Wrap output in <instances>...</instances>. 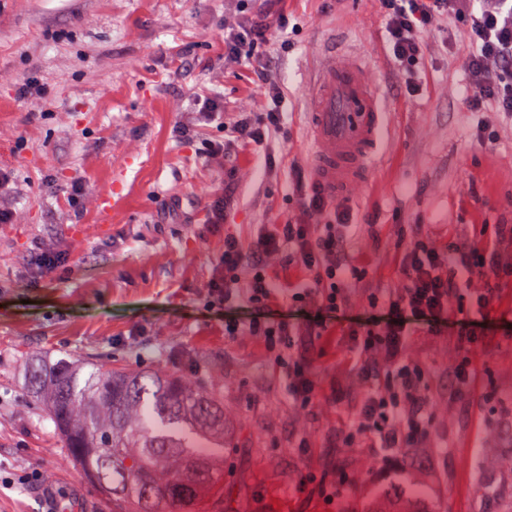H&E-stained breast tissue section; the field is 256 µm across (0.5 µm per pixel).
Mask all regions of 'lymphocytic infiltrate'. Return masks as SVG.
I'll use <instances>...</instances> for the list:
<instances>
[{
  "mask_svg": "<svg viewBox=\"0 0 512 512\" xmlns=\"http://www.w3.org/2000/svg\"><path fill=\"white\" fill-rule=\"evenodd\" d=\"M380 5L389 51L409 97L420 96L423 90L418 71L427 52L424 34L436 17L453 16L465 21L473 49L471 111L489 110L512 118V0H380ZM288 22L282 15L273 29L251 19L225 25V57H254L272 32L287 30ZM264 96L263 113L225 126V146L266 151L284 136L281 87L265 82ZM289 176L303 207L325 214L326 222L288 221L264 227L247 248L237 237H225L212 295L218 306L240 302L255 307L248 322L225 325L224 333L234 337L244 332L261 341L284 371L289 398L304 407L319 399L320 389L311 374L312 360L299 346L322 336L324 324L314 315L278 318L273 310L292 298H313L320 309L341 313L356 275L346 246L359 224L352 209L332 207L324 189L309 181L301 167H292ZM507 238L512 240V225H498L495 236L473 255L453 242L433 246L419 233L399 250L401 287L372 297L367 316L356 320L353 329L356 342L348 360L370 386L357 410L345 419L347 440H363L396 458L418 449L429 435L433 416L426 371L409 358L419 329L454 336L458 356L448 368V388L472 385L479 340L490 326L499 282L506 275L498 262V245ZM275 253L285 254L287 263L304 273L293 290L280 288L276 274L265 265V257ZM478 276L485 286L476 291L471 283Z\"/></svg>",
  "mask_w": 512,
  "mask_h": 512,
  "instance_id": "1",
  "label": "lymphocytic infiltrate"
}]
</instances>
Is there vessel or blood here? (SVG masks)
I'll list each match as a JSON object with an SVG mask.
<instances>
[{
  "mask_svg": "<svg viewBox=\"0 0 512 512\" xmlns=\"http://www.w3.org/2000/svg\"><path fill=\"white\" fill-rule=\"evenodd\" d=\"M310 101L315 178L328 195H344L368 174L382 123L377 95L363 78L361 60H329Z\"/></svg>",
  "mask_w": 512,
  "mask_h": 512,
  "instance_id": "b4317fda",
  "label": "vessel or blood"
}]
</instances>
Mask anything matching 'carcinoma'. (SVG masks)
Segmentation results:
<instances>
[{"mask_svg": "<svg viewBox=\"0 0 512 512\" xmlns=\"http://www.w3.org/2000/svg\"><path fill=\"white\" fill-rule=\"evenodd\" d=\"M27 387L112 512H210L223 496L224 400L195 380L36 355ZM355 512L431 510L377 492Z\"/></svg>", "mask_w": 512, "mask_h": 512, "instance_id": "1", "label": "carcinoma"}]
</instances>
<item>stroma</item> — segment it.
<instances>
[{
    "mask_svg": "<svg viewBox=\"0 0 512 512\" xmlns=\"http://www.w3.org/2000/svg\"><path fill=\"white\" fill-rule=\"evenodd\" d=\"M286 47L270 46L268 74L282 87L288 135L275 159L246 150L227 160L224 123L266 101L253 68L224 57V23L240 0H0V462L17 479L53 471L68 512H112L31 397L32 353L109 360L150 372L190 375L224 399L227 449L222 483L229 512H353L382 487L413 473V493L439 512H485L512 501V335L488 330L473 387L448 391V336L422 331L409 355L424 367L435 425L421 448L388 463L347 443L341 417L367 385L346 355L353 339L325 314L312 372L321 397L289 400L262 344L228 339L225 322L250 306L212 303L215 264L231 234L250 245L263 224L323 223L288 189L291 162L312 169L308 105L325 60L347 54L386 114L371 174L336 207L354 209L350 256L362 274L346 304L401 284L395 256L422 230L438 244L481 248L495 224L512 225V119L467 112L461 90L470 49L462 21L433 25L420 72L424 90L400 92L379 0H282ZM26 95H19L20 87ZM219 97L224 116L200 121L197 98ZM485 120L484 141L473 132ZM82 191L69 201L65 188ZM226 223L204 221L223 187ZM63 254L36 279L33 250ZM308 475L355 485L332 503L300 493Z\"/></svg>",
    "mask_w": 512,
    "mask_h": 512,
    "instance_id": "35a3bbf8",
    "label": "stroma"
}]
</instances>
